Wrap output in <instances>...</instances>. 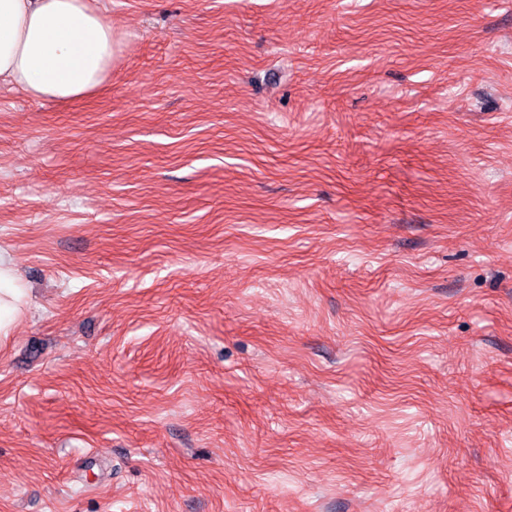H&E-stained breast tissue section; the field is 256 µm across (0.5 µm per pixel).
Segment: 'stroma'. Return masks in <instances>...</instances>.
<instances>
[{
  "instance_id": "stroma-1",
  "label": "stroma",
  "mask_w": 512,
  "mask_h": 512,
  "mask_svg": "<svg viewBox=\"0 0 512 512\" xmlns=\"http://www.w3.org/2000/svg\"><path fill=\"white\" fill-rule=\"evenodd\" d=\"M0 85V512H512V0H93ZM118 44L91 0H0V82L33 98L66 102L99 89ZM27 304L28 293L19 281L14 262L0 253V339L8 337Z\"/></svg>"
}]
</instances>
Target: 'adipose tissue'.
Listing matches in <instances>:
<instances>
[{"instance_id":"1","label":"adipose tissue","mask_w":512,"mask_h":512,"mask_svg":"<svg viewBox=\"0 0 512 512\" xmlns=\"http://www.w3.org/2000/svg\"><path fill=\"white\" fill-rule=\"evenodd\" d=\"M118 44L92 0H0V82L33 98L66 102L99 89ZM27 303L12 259L0 254V339Z\"/></svg>"}]
</instances>
